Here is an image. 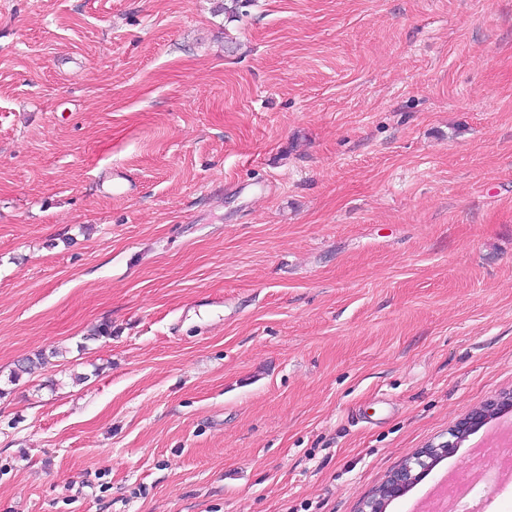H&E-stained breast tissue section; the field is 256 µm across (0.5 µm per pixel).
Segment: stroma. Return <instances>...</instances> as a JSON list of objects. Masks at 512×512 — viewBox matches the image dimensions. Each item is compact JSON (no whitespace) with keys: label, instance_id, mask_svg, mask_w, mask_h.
<instances>
[{"label":"stroma","instance_id":"1","mask_svg":"<svg viewBox=\"0 0 512 512\" xmlns=\"http://www.w3.org/2000/svg\"><path fill=\"white\" fill-rule=\"evenodd\" d=\"M216 3L0 0V512H357L512 394V0ZM457 428L458 427L456 426L454 429L448 432V440L433 446V448H423L418 453H416L408 463L394 471L389 476L387 481L390 483V485L394 488H401L399 495H402L405 492L403 487L415 485L431 470L428 467L427 453L436 450L440 451V449L445 450L457 444V438L455 437L458 434Z\"/></svg>","mask_w":512,"mask_h":512}]
</instances>
